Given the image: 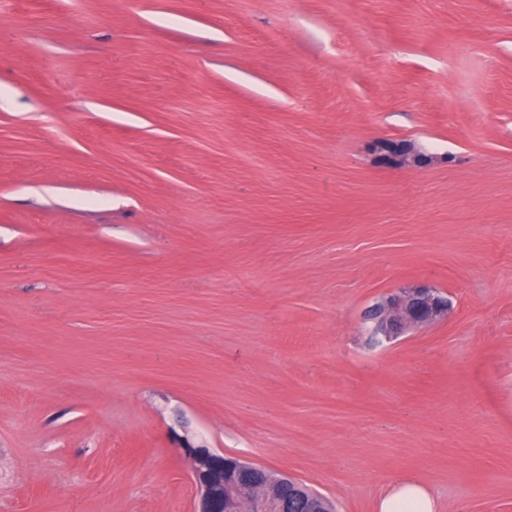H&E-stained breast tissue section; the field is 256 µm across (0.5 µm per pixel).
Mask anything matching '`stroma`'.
Listing matches in <instances>:
<instances>
[{
	"label": "stroma",
	"mask_w": 512,
	"mask_h": 512,
	"mask_svg": "<svg viewBox=\"0 0 512 512\" xmlns=\"http://www.w3.org/2000/svg\"><path fill=\"white\" fill-rule=\"evenodd\" d=\"M23 7L0 13V512H196L186 429L335 512L396 479L512 512V0ZM416 286L447 317L372 340ZM375 152L381 161L395 166H422L427 157L409 140L383 139L376 143Z\"/></svg>",
	"instance_id": "obj_1"
}]
</instances>
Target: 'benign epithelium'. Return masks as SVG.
Instances as JSON below:
<instances>
[{"label": "benign epithelium", "mask_w": 512, "mask_h": 512, "mask_svg": "<svg viewBox=\"0 0 512 512\" xmlns=\"http://www.w3.org/2000/svg\"><path fill=\"white\" fill-rule=\"evenodd\" d=\"M375 152L381 161L395 166H422L427 157L409 140L383 139ZM448 299L427 286L403 288L383 296L371 307L374 339L378 342L399 336L410 327L431 324L447 316ZM181 448L192 461L191 476L199 496L198 512H288L298 499L302 512H322L319 501L303 496L305 486L288 478L281 484L280 496L263 492L268 472L265 468L237 463L229 467L224 453L186 432Z\"/></svg>", "instance_id": "7a95c632"}]
</instances>
